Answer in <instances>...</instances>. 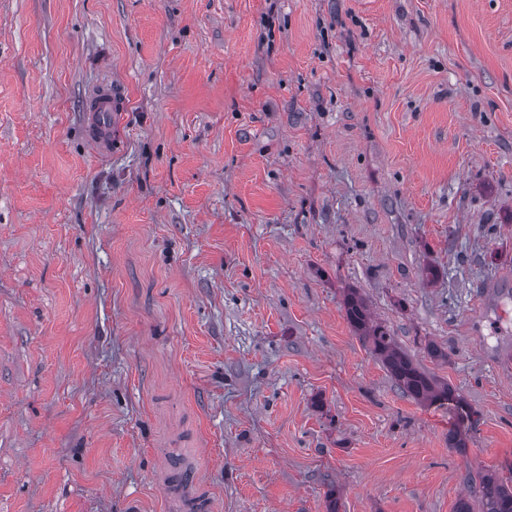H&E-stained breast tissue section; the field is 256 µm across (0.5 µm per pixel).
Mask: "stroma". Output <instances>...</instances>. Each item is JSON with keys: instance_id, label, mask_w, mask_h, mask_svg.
<instances>
[{"instance_id": "obj_1", "label": "stroma", "mask_w": 512, "mask_h": 512, "mask_svg": "<svg viewBox=\"0 0 512 512\" xmlns=\"http://www.w3.org/2000/svg\"><path fill=\"white\" fill-rule=\"evenodd\" d=\"M183 463L214 512L512 477V0H0V512H168ZM125 100L118 97L110 88H101L89 101L87 108L88 123L96 131L93 136L92 143L98 151H103L112 146V138L109 129L100 123V117L103 112H119L123 111ZM346 317L353 330L369 345L372 355L383 365L397 386L418 402H460L448 383L439 382L423 371L395 343L390 330L372 321L365 300L350 289L344 300Z\"/></svg>"}]
</instances>
